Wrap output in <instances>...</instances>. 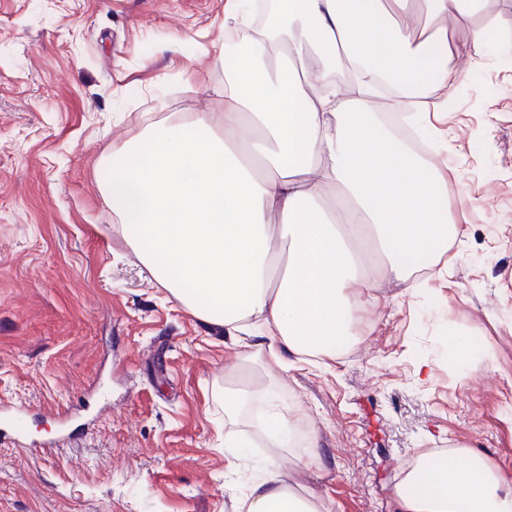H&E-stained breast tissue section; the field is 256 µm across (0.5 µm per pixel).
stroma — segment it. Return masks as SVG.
<instances>
[{"label":"stroma","instance_id":"obj_1","mask_svg":"<svg viewBox=\"0 0 512 512\" xmlns=\"http://www.w3.org/2000/svg\"><path fill=\"white\" fill-rule=\"evenodd\" d=\"M493 42L458 58L421 132L453 227L446 247L381 280L357 341L275 385L321 465L288 462L320 512H394L407 461L471 448L512 473V0ZM224 0H0V402L28 410L0 443V512H239L257 462V392L224 455V374L243 342L150 280L107 201L102 162L146 125L224 109ZM467 358L443 363L449 339ZM496 355L488 365L486 351ZM80 430L52 452L57 414Z\"/></svg>","mask_w":512,"mask_h":512}]
</instances>
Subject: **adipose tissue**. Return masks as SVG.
I'll return each instance as SVG.
<instances>
[{"instance_id":"adipose-tissue-1","label":"adipose tissue","mask_w":512,"mask_h":512,"mask_svg":"<svg viewBox=\"0 0 512 512\" xmlns=\"http://www.w3.org/2000/svg\"><path fill=\"white\" fill-rule=\"evenodd\" d=\"M485 0H276L255 23L245 0L224 15L245 36L201 56L224 72V109L153 122L114 149L104 191L130 228L128 243L153 279L200 322L257 338L224 377V417L236 421L289 358L335 359L357 311L376 304L362 272L367 244L377 276L405 281L409 259L448 239L443 188L395 125L365 102L381 82L396 110L423 122L428 92L448 93L454 56L491 43L478 27L458 47L449 20L474 21ZM415 19L406 27V19ZM358 80L362 95L341 86ZM273 395L261 424L276 447L310 467L317 437L293 439ZM465 466L421 454L397 487V512H512V476L464 450ZM241 512H319L315 495L284 481L278 458L258 468Z\"/></svg>"}]
</instances>
